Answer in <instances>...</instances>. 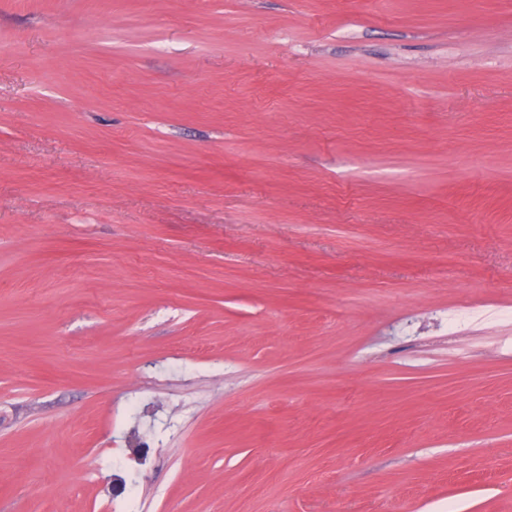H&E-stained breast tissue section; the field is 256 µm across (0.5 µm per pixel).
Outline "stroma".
<instances>
[{"label": "stroma", "instance_id": "obj_1", "mask_svg": "<svg viewBox=\"0 0 512 512\" xmlns=\"http://www.w3.org/2000/svg\"><path fill=\"white\" fill-rule=\"evenodd\" d=\"M510 310L512 0H0V512H512Z\"/></svg>", "mask_w": 512, "mask_h": 512}]
</instances>
